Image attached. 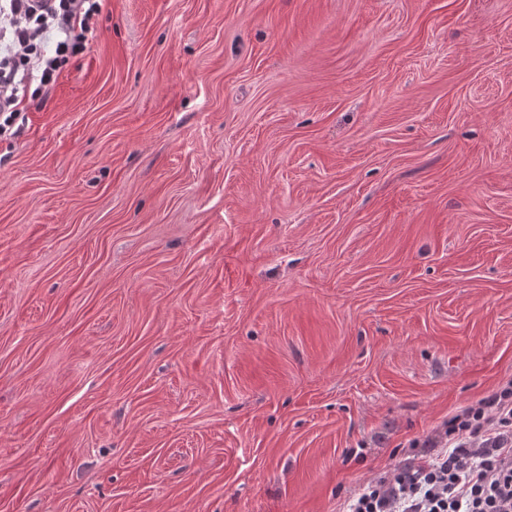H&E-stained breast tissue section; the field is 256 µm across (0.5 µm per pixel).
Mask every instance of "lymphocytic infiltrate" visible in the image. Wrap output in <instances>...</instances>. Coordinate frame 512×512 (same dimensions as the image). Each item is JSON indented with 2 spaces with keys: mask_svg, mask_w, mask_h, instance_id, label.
<instances>
[{
  "mask_svg": "<svg viewBox=\"0 0 512 512\" xmlns=\"http://www.w3.org/2000/svg\"><path fill=\"white\" fill-rule=\"evenodd\" d=\"M106 4L0 0V135L55 85ZM424 445L431 456L370 479L343 512H512V381L463 407Z\"/></svg>",
  "mask_w": 512,
  "mask_h": 512,
  "instance_id": "obj_1",
  "label": "lymphocytic infiltrate"
}]
</instances>
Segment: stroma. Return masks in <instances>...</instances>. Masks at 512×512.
Instances as JSON below:
<instances>
[{"label":"stroma","mask_w":512,"mask_h":512,"mask_svg":"<svg viewBox=\"0 0 512 512\" xmlns=\"http://www.w3.org/2000/svg\"><path fill=\"white\" fill-rule=\"evenodd\" d=\"M512 380V0H110L0 136V512H340Z\"/></svg>","instance_id":"stroma-1"}]
</instances>
